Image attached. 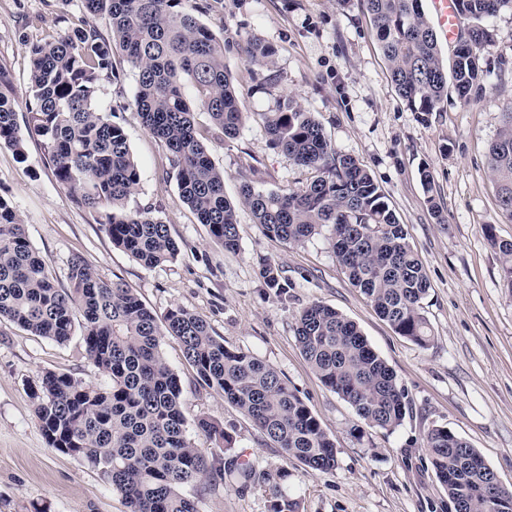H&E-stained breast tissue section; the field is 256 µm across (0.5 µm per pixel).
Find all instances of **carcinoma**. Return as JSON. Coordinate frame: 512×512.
I'll return each mask as SVG.
<instances>
[{
	"label": "carcinoma",
	"mask_w": 512,
	"mask_h": 512,
	"mask_svg": "<svg viewBox=\"0 0 512 512\" xmlns=\"http://www.w3.org/2000/svg\"><path fill=\"white\" fill-rule=\"evenodd\" d=\"M391 81L403 102L426 116L439 111L453 91L472 104L487 93L480 52L495 44L491 20L512 12V0H457L466 21L451 63L442 58L422 0H365ZM86 14L102 18L108 34L85 23L29 51L28 112L17 122L16 102L0 75V145L26 160V137L37 138L57 182L98 212L112 244L145 267L176 258L169 225L127 208L138 193L141 171L122 126L96 104L101 80H117L115 50L137 78L135 105L144 128L166 148L183 202L227 251L239 248L237 210L247 208L265 233L288 244L327 228L338 261L394 331L415 344L432 342L423 312L430 283L386 196L354 157L337 152L313 113L291 99L260 113L271 143L313 173L299 190L262 191L245 183L234 201L224 194V170L210 158L207 130L230 139L244 115L224 65V45L197 18L186 0H82ZM248 62L271 69L275 49L260 41ZM191 88L209 128L196 125ZM488 170L498 186L500 208L512 218V106L488 147ZM421 182L438 223L444 224L429 170ZM498 250L503 286L512 292V241L490 237ZM266 285L288 287L270 263ZM71 288L62 289L31 247L19 214L0 197V318L57 343L75 325L89 361L107 378L103 386L71 373L47 372L33 393L35 412L49 447L77 456L101 471L125 499L128 512H199L185 487L224 481L187 436L179 376L162 344L176 339L203 385L224 396L283 453L312 471L336 466V445L306 403L271 365L224 345L198 315L176 307L159 320L120 281H109L81 258L70 261ZM298 347L322 384L348 402L370 427L393 430L408 412L405 390L371 348L357 324L321 302L297 317ZM198 433L234 447L233 436L210 417L195 421ZM425 448L455 512H512V487L468 441L435 427ZM243 483L267 486L271 512H298V502L269 483L255 465L236 468Z\"/></svg>",
	"instance_id": "cac0c4a2"
}]
</instances>
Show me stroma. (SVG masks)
Returning <instances> with one entry per match:
<instances>
[{
	"mask_svg": "<svg viewBox=\"0 0 512 512\" xmlns=\"http://www.w3.org/2000/svg\"><path fill=\"white\" fill-rule=\"evenodd\" d=\"M199 20L224 45V64L248 118L235 138H207L224 171V192L301 189L309 172L275 148L258 120L277 100L294 99L313 112L335 150L356 157L372 174L421 257L430 289L423 302L433 340L421 347L380 318L338 262L328 232L288 244L268 237L239 209V248L229 252L182 201L176 171L162 144L142 125L136 77L122 55L121 78L102 82L97 99L112 109L141 171L129 209L169 225L176 258L148 269L115 247L97 213L57 182L41 145L27 160L0 146V197L23 220L29 241L59 287L83 257L107 279H121L157 316L183 307L207 321L225 346L271 364L295 389L336 442L337 463L311 472L265 441L222 394L207 388L172 338L162 346L181 380L187 421L206 416L235 439L232 451L188 429L210 467L252 462L296 499L299 512H454L423 446L443 426L465 438L499 479L512 486V293L502 288L492 239L512 241V221L498 207L487 170L489 143L512 105V13L493 20L494 47L481 56L489 91L476 104L449 96L424 116L397 95L364 0H190ZM80 0H0V72L25 114L30 43L63 34L86 20ZM259 40L276 50V64L248 63ZM433 177L426 192L421 169ZM435 194L444 223L427 202ZM273 262L286 292L267 288L260 270ZM321 302L354 321L394 371L411 406L394 430L365 425L354 409L320 381L295 339V318ZM49 371L69 372L93 385L105 381L88 360L81 333L62 344L0 319V512H127L100 470L50 448L34 412L32 392ZM200 512H271L257 484L235 478L188 487Z\"/></svg>",
	"mask_w": 512,
	"mask_h": 512,
	"instance_id": "35a3bbf8",
	"label": "stroma"
}]
</instances>
